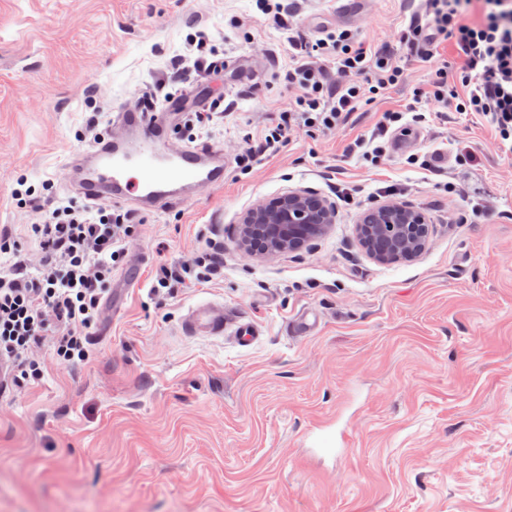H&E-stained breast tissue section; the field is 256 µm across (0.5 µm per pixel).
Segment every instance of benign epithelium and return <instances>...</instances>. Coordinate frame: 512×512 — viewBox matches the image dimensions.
I'll use <instances>...</instances> for the list:
<instances>
[{
  "label": "benign epithelium",
  "mask_w": 512,
  "mask_h": 512,
  "mask_svg": "<svg viewBox=\"0 0 512 512\" xmlns=\"http://www.w3.org/2000/svg\"><path fill=\"white\" fill-rule=\"evenodd\" d=\"M332 223L322 200L314 195L288 194L266 202L251 211L240 226L246 253L259 247L267 254L298 249L308 236L317 235ZM425 223L424 216L405 205L388 204L368 212L358 225L361 240L376 246L374 257L382 262L411 258L424 243L408 232L414 224Z\"/></svg>",
  "instance_id": "7a95c632"
}]
</instances>
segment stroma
<instances>
[{
  "mask_svg": "<svg viewBox=\"0 0 512 512\" xmlns=\"http://www.w3.org/2000/svg\"><path fill=\"white\" fill-rule=\"evenodd\" d=\"M285 3L277 18L254 0H0V231L17 238L41 215L14 189L48 180L72 198L63 165L102 133L91 117L164 97L167 78L221 90L223 118L198 141L231 157L291 106L289 35L341 26L403 66L334 134L298 131L222 188L139 214L124 263L138 278L104 307L89 360L60 365L44 345L42 380L0 391V512H512V157L453 108L420 130L432 171L348 154L433 80L397 38L423 4ZM199 30L229 78L184 67ZM340 184L354 202L336 200ZM389 184L430 226L421 253L393 264L357 235L359 199ZM306 192L334 201L332 224L299 249L246 254L245 216ZM207 247L223 276L155 289L160 264ZM202 301L256 322L258 342L182 335ZM303 309L317 332L289 336ZM341 430L349 450L320 451Z\"/></svg>",
  "mask_w": 512,
  "mask_h": 512,
  "instance_id": "1",
  "label": "stroma"
}]
</instances>
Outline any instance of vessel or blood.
Here are the masks:
<instances>
[{
	"label": "vessel or blood",
	"mask_w": 512,
	"mask_h": 512,
	"mask_svg": "<svg viewBox=\"0 0 512 512\" xmlns=\"http://www.w3.org/2000/svg\"><path fill=\"white\" fill-rule=\"evenodd\" d=\"M163 108L160 114L120 113L121 135L107 133L93 149L73 151L66 174L75 192L90 201L107 197L150 213L223 186V150L176 143L183 101L172 96ZM180 331L186 336H229L242 347L251 346L261 334L255 322L232 316L213 302L188 308L181 317Z\"/></svg>",
	"instance_id": "obj_1"
}]
</instances>
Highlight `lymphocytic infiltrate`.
<instances>
[{"instance_id":"lymphocytic-infiltrate-1","label":"lymphocytic infiltrate","mask_w":512,"mask_h":512,"mask_svg":"<svg viewBox=\"0 0 512 512\" xmlns=\"http://www.w3.org/2000/svg\"><path fill=\"white\" fill-rule=\"evenodd\" d=\"M423 19L412 20L400 41L431 64L436 78L424 97L431 110L447 107L448 62L438 40L453 43L464 64L458 73L463 92L457 110L479 116L496 136L497 147L512 153V9L503 0H487L480 22L467 21L469 0H423ZM285 81L293 104L235 159L241 172L276 154L288 136L304 130L326 136L346 122L361 102L398 83L401 59L347 30H325L323 38L294 43ZM318 57L323 67L310 65ZM334 65L341 82L327 78ZM367 80L354 83L350 74ZM400 112H389L375 132L357 138L350 153L366 159L385 155L393 129L407 131ZM136 229L132 211L51 201L37 224L26 225L23 239L0 235V361L11 366L12 383L40 380L43 369L34 353L51 343L58 363L87 361L88 331L102 312V300L122 263L125 244ZM36 245L39 263L30 268L24 243ZM224 256L210 248L193 259L161 267L157 287L175 290L190 281L221 274Z\"/></svg>"}]
</instances>
